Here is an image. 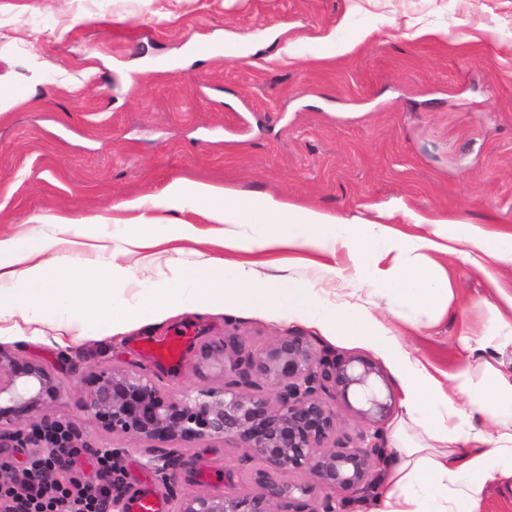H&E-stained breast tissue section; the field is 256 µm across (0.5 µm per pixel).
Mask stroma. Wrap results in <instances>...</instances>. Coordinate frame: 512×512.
<instances>
[{
	"label": "stroma",
	"instance_id": "1",
	"mask_svg": "<svg viewBox=\"0 0 512 512\" xmlns=\"http://www.w3.org/2000/svg\"><path fill=\"white\" fill-rule=\"evenodd\" d=\"M441 34L413 38L417 28ZM336 53L316 54L326 39ZM248 49L243 61L221 45ZM0 83L27 94L0 113V233H53L46 216L107 218L120 244V202L160 195L191 179L268 194L349 219L404 210L472 224L512 225V0H0ZM461 314L406 332L433 374L463 360L462 323L483 324L482 275L445 255ZM316 350L375 362L379 350L251 308L175 311L61 346L53 329L0 338V349L39 361L61 382L52 416L90 445L72 462L98 480L91 453L114 447L119 492H169L144 444L112 440L84 409L85 378L101 366H138L171 397L224 383V364L201 365L202 344L234 334L252 351L289 333ZM183 336L179 358L159 362L145 342ZM230 441L191 443L177 484L220 491L248 474Z\"/></svg>",
	"mask_w": 512,
	"mask_h": 512
}]
</instances>
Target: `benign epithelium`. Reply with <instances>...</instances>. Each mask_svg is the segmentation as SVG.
Returning <instances> with one entry per match:
<instances>
[{
  "instance_id": "1",
  "label": "benign epithelium",
  "mask_w": 512,
  "mask_h": 512,
  "mask_svg": "<svg viewBox=\"0 0 512 512\" xmlns=\"http://www.w3.org/2000/svg\"><path fill=\"white\" fill-rule=\"evenodd\" d=\"M219 352L231 379L180 399L135 368L106 367L87 376L91 420L114 438L150 444L149 464L166 483L173 512H343L347 499L371 486L374 469L389 461L382 425L395 405L393 394L381 393L386 379L375 363L339 353L319 356L300 333L279 336L260 352L234 335L222 347L199 348L203 360ZM265 385L272 391H263ZM60 389L50 368L0 350V448H88L78 428L46 414L18 427L56 402ZM338 402L374 430L336 438ZM199 440L232 441L257 459L254 490H231L229 473L228 491L179 492L174 481L184 458L181 444Z\"/></svg>"
}]
</instances>
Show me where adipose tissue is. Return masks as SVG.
<instances>
[{"mask_svg": "<svg viewBox=\"0 0 512 512\" xmlns=\"http://www.w3.org/2000/svg\"><path fill=\"white\" fill-rule=\"evenodd\" d=\"M191 204L224 225L222 246L264 253L275 248L345 255L348 266L321 265L311 282L292 276L259 278L252 263L212 257L177 264L173 278L142 286L134 301L113 296L128 278L124 258L138 250L203 238L192 224H158L151 210ZM129 230L120 248L97 233L102 217H83L88 233H69L73 218L48 216L58 236L0 234V335L64 319L73 337L91 327L148 323L174 309L248 307L285 311L289 320L366 342L392 361L400 382L401 415L390 432L392 462L368 512H478L489 482L512 475V284L497 270L512 267V226L412 215L425 235H410L375 218L344 221L266 194L244 195L177 179L158 196L126 200ZM242 224L257 226L241 237ZM453 254L486 280L489 327L465 326L464 362L439 381L405 347L399 324L412 328L457 312V296L437 254ZM387 310L397 328L376 316Z\"/></svg>", "mask_w": 512, "mask_h": 512, "instance_id": "adipose-tissue-1", "label": "adipose tissue"}]
</instances>
